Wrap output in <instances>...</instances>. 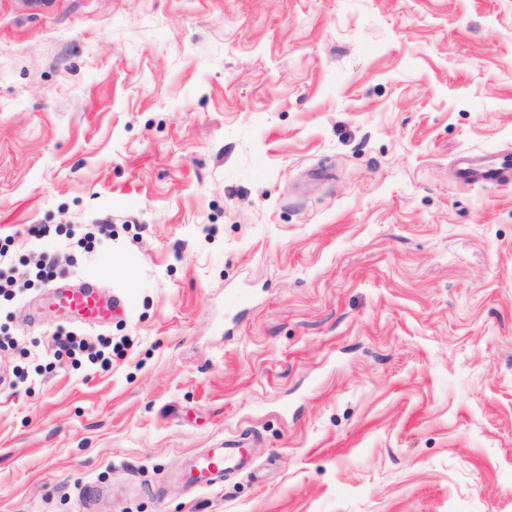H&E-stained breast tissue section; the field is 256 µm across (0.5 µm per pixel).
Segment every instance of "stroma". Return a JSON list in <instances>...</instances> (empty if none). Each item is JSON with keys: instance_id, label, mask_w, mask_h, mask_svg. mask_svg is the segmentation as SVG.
I'll list each match as a JSON object with an SVG mask.
<instances>
[{"instance_id": "stroma-1", "label": "stroma", "mask_w": 512, "mask_h": 512, "mask_svg": "<svg viewBox=\"0 0 512 512\" xmlns=\"http://www.w3.org/2000/svg\"><path fill=\"white\" fill-rule=\"evenodd\" d=\"M509 149L512 0H0V238L57 263L0 305V512H512V186L457 176ZM49 303L72 316L75 321L89 325L108 321L113 314L124 309V302L120 297L114 296L112 300L106 301L91 284L75 289L57 288ZM54 341L58 352L65 351L71 357H86L92 364L98 361L106 363L110 359L106 356V351L112 355V339L99 338L95 343L87 339H78L76 335L68 333L65 336H54ZM234 441L226 439L216 448H206L190 457L189 473L195 489H209L224 484L227 471L238 469L242 464L245 448H235Z\"/></svg>"}]
</instances>
